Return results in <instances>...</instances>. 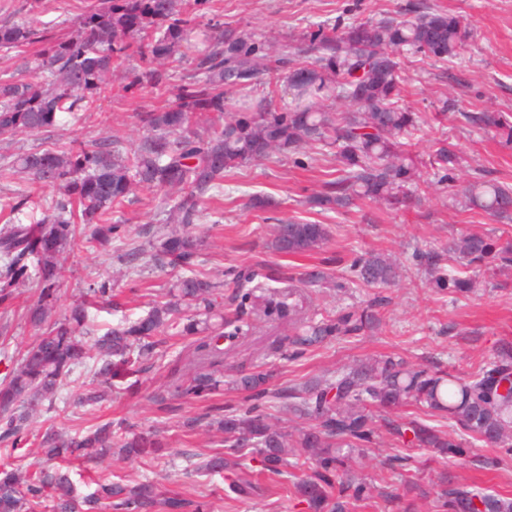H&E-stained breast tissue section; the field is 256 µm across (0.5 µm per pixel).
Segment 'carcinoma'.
I'll return each instance as SVG.
<instances>
[{
    "mask_svg": "<svg viewBox=\"0 0 512 512\" xmlns=\"http://www.w3.org/2000/svg\"><path fill=\"white\" fill-rule=\"evenodd\" d=\"M203 0H99L85 9L74 30L54 38L28 20L0 25V49L40 45L32 57L6 78H0V137L52 132L65 122L111 98L109 77L131 56L139 61L133 83L163 86L174 77L172 64L193 59L202 77L177 87L170 106L137 113L147 132L135 148L109 136L77 143L66 150L30 151L17 159L29 182L54 191L51 200H33L22 192L9 205L0 228V305L9 307L20 287L34 285L35 300L24 305L23 318L40 331L0 380V442L16 445L31 417L72 383L74 370L95 360L90 380L74 385L83 404L112 398V380L119 369L134 370L170 330L193 336L200 361L176 396L207 400L224 386L223 343H233L249 326L244 321L251 284L259 272L251 266L234 269L225 281L195 272L204 246L197 232L204 203L223 190L224 173L275 153L306 145L336 147L341 167L335 179L313 197L324 210L347 212L361 200L397 204L413 174L412 155L403 139L416 126L415 113L399 104L402 59L423 54L438 62L463 64L471 29L461 15L427 5L411 9L412 16L348 24H319L307 34L313 62L295 58L285 44L271 59L265 43L247 34L209 29L196 33L195 13ZM285 70L291 101L273 107L272 94L256 99L236 97L271 62ZM334 100L345 108L329 112ZM207 113L210 134L194 130L195 117ZM473 124L512 142V122L501 112L470 116ZM432 164L463 206L512 220V186L484 175L457 182L459 157L443 145ZM142 189L169 193L168 221L153 228L150 258L160 267L180 269L171 299L154 305L146 315L123 319L93 345L81 334L88 319L87 301L75 302L61 321L48 322L57 300L60 259L66 250L106 246L122 241V226L108 219L112 208ZM43 211L34 218L27 209ZM330 238L326 224L292 219L273 225L272 247L291 256L321 249ZM512 268V238L486 233L462 235L444 251L420 253L439 288L468 294L477 281L451 264ZM359 276L370 286L396 283L394 263L371 255L358 263ZM232 289L229 302L224 289ZM388 303L376 295L366 309L350 308L334 317L314 321L296 317L293 306L266 309L267 315L288 318L287 345L293 353L315 348L332 338L361 335L375 318V309ZM272 372H240L231 380L249 393L253 403L227 410L208 427L224 434V448L199 458L190 477L234 475L229 489L247 496L258 489L253 470L272 477L288 466V457L307 455L316 462L311 473L294 483V496L309 512H355L363 487L353 499L344 495L348 457L343 448H362L373 442L376 412L414 406L423 416L390 422L387 432L396 440L440 457L464 454L454 433L437 426L445 422L474 441L498 445L512 441V351L503 348L467 378L444 370L415 366L402 358L384 356L343 368L328 378L293 386L270 388ZM284 403L295 418L306 421L291 435L273 424L265 410L268 399ZM43 463L33 470H0V512H100L115 501L124 512H213L205 496L188 500L164 496L150 481L105 480L94 491L81 493L71 477L73 459L99 462L111 455L123 459L147 457L164 447L155 435L131 431L123 422L107 421L73 436L47 427L38 436ZM449 512H512V497L467 483L442 493Z\"/></svg>",
    "mask_w": 512,
    "mask_h": 512,
    "instance_id": "carcinoma-1",
    "label": "carcinoma"
}]
</instances>
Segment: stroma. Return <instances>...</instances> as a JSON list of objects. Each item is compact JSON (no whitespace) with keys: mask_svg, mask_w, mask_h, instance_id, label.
Listing matches in <instances>:
<instances>
[{"mask_svg":"<svg viewBox=\"0 0 512 512\" xmlns=\"http://www.w3.org/2000/svg\"><path fill=\"white\" fill-rule=\"evenodd\" d=\"M414 2L206 0L198 21L247 33L269 44L288 41L299 46L313 25L397 17ZM427 2L467 18L475 36L466 48L463 67L424 56L404 61L400 102L416 113L419 126L412 147L417 170L404 187L403 204L388 207L364 201L346 213L310 207L308 197L336 176V151L321 145L250 162L226 173L223 197L206 203L199 222L205 246L198 270L219 280L244 263L263 266L266 272L258 281L257 300L249 308L250 330L224 350L225 371L269 370L273 373L271 385L278 388L393 354L413 364L466 375L490 360L501 345H512V271L502 274L492 266L482 268L475 291L458 298L435 287L415 259L416 251L446 249L450 240L466 233H512V222L505 224L483 211L463 209L446 189L425 190L426 184L435 180L432 145L438 140L452 145L460 156V179L481 172L512 185V148L468 120L469 115L487 110L512 117V0ZM84 5L85 0H0V24L27 17L45 34L62 37L73 30ZM136 67L132 59L113 72L111 99L100 109L85 113L78 124L51 134L25 133L11 142H0V159L53 144L87 143L105 135L119 137L128 146L140 144L144 132L136 123L137 113L172 101L176 89L159 90L146 82L132 85ZM255 195L271 199V207L252 208L250 199ZM163 197V192L145 191L113 209V223L127 229L125 241L65 254L56 318H63L89 285L104 282L112 290L111 304L90 309L83 329L87 340L102 335L121 316L138 318L146 315L154 302L167 300L176 275L155 266L143 252L148 245L147 230L167 217ZM277 218L328 225L330 240L308 256L277 253L271 245L272 224ZM132 248L141 249L142 254L130 267L120 256ZM372 254L391 258L400 269L399 281L385 291L391 302L379 310L378 324L358 337L332 339L297 358L285 359L288 322L264 316L265 305L291 303L301 314L318 320L349 307L364 308L375 290L358 281L353 264ZM320 263L327 266V282L316 288L303 287L302 274ZM4 320L11 322L12 330L8 343L0 344V378L37 337L19 312L0 310V322ZM195 362L191 337L170 335L157 347L145 370L115 378L117 392L111 401L85 406L74 399L71 387H63L52 408L32 419L24 445L14 450L0 446V463L20 467L35 463L37 437L48 426L74 434L103 421L123 419L135 431L160 432L167 449L152 459L74 465L72 478L79 491L88 492L89 478L101 476L113 481L150 480L167 495L194 498L196 491L187 473L195 454L222 448L223 442L221 434L204 424L194 433H184L182 421L214 407L241 409L246 405L245 393L229 386L204 403L174 397L175 388ZM159 392L168 395L161 404L153 400ZM394 454L407 457L406 467L395 470L389 466L388 458ZM312 468V462L299 460L289 466L277 489L269 478L259 477V491L248 498L233 494L229 478L222 475L205 480L200 491L207 494L214 512H307L293 501L292 481ZM352 470L365 484V497L356 512H440L436 498L448 482L467 481L512 494V444L496 447L473 441L466 457L442 459L398 443L382 428L371 447L355 451Z\"/></svg>","mask_w":512,"mask_h":512,"instance_id":"obj_1","label":"stroma"}]
</instances>
